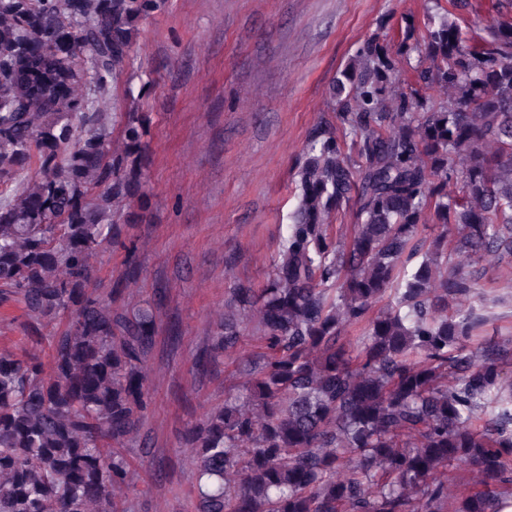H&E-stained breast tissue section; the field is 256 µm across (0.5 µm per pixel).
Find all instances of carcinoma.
<instances>
[{"mask_svg": "<svg viewBox=\"0 0 512 512\" xmlns=\"http://www.w3.org/2000/svg\"><path fill=\"white\" fill-rule=\"evenodd\" d=\"M154 7L0 0V89L27 61L45 86L0 113V185L32 161L40 174L0 204V302L38 328L65 321L48 372L0 352V512H125L121 447L149 405L156 316L103 298L90 260L122 236L112 198L139 188L146 130L130 122L114 157L93 108ZM470 7L435 0L336 78L338 123L308 142L274 277L233 289L212 339L214 356L235 350L257 316L245 380L189 431L198 512H503L512 341L471 342L481 272L512 258V0H494L479 44L459 24ZM349 207L356 223L332 237Z\"/></svg>", "mask_w": 512, "mask_h": 512, "instance_id": "carcinoma-1", "label": "carcinoma"}]
</instances>
